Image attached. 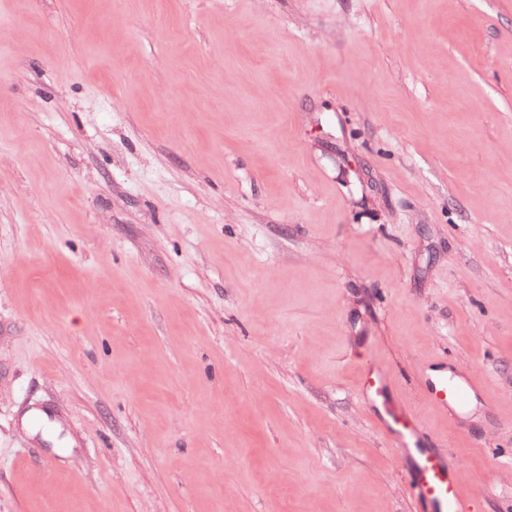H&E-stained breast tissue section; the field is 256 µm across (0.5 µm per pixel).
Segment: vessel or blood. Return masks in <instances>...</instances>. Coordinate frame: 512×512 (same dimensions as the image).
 I'll list each match as a JSON object with an SVG mask.
<instances>
[{
  "label": "vessel or blood",
  "mask_w": 512,
  "mask_h": 512,
  "mask_svg": "<svg viewBox=\"0 0 512 512\" xmlns=\"http://www.w3.org/2000/svg\"><path fill=\"white\" fill-rule=\"evenodd\" d=\"M361 391L375 407L382 430L396 439L411 460L408 481L431 512H474L470 490L456 469L434 449L423 447L420 426L388 400L389 387L377 370L362 372ZM477 394L474 379L466 374L454 378L437 376L429 400L440 409L465 403Z\"/></svg>",
  "instance_id": "1"
}]
</instances>
